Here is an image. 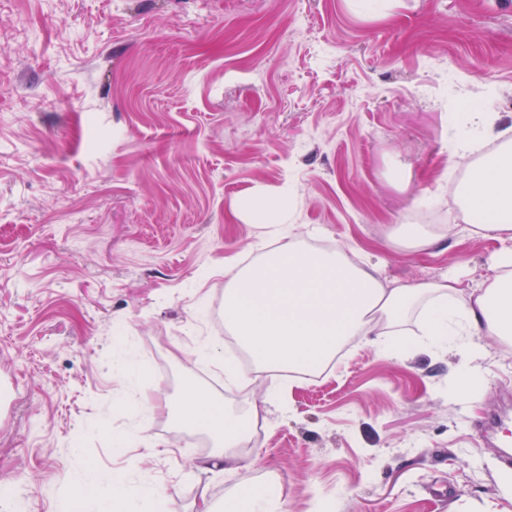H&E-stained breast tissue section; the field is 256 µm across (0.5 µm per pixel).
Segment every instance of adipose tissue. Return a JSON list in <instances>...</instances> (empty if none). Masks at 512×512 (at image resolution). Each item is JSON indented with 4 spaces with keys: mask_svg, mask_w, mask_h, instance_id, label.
<instances>
[{
    "mask_svg": "<svg viewBox=\"0 0 512 512\" xmlns=\"http://www.w3.org/2000/svg\"><path fill=\"white\" fill-rule=\"evenodd\" d=\"M466 110L467 124L452 149L453 157L466 163L460 201L469 224L504 241L494 257L497 275L472 297L453 277L384 283L374 268L358 264L343 250L302 246L286 230L287 194L254 187L236 203V215L264 228L273 246L245 266L225 262L224 328L258 366L316 368L334 358L348 337L387 335L419 303L429 348L455 345L461 324L479 336H512V135L496 131V115L474 104ZM490 139L498 145L488 151L484 144ZM159 406L172 411L177 424L212 440L213 448L201 457L200 466L219 473L236 469L259 416L258 407L236 411L194 386L186 387L177 402L158 404L144 397L131 408L151 412ZM77 487L79 496L59 503L58 512H146L161 498L152 484H130L121 472L113 473L111 487L102 486L90 461L84 463Z\"/></svg>",
    "mask_w": 512,
    "mask_h": 512,
    "instance_id": "1",
    "label": "adipose tissue"
}]
</instances>
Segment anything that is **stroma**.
I'll return each mask as SVG.
<instances>
[{
	"label": "stroma",
	"instance_id": "stroma-1",
	"mask_svg": "<svg viewBox=\"0 0 512 512\" xmlns=\"http://www.w3.org/2000/svg\"><path fill=\"white\" fill-rule=\"evenodd\" d=\"M512 126V0H0V512H56L85 461L153 479L165 512L216 508L278 477L281 512H512V467L479 424L512 409V342L351 344L322 382L268 373L213 387L194 350H230L224 262L258 254L233 214L288 188L300 235L367 257L401 284L493 276L451 158L460 99ZM440 235L416 249L396 228ZM259 416V460L204 473L194 431L155 413L150 447H113L135 420L123 350Z\"/></svg>",
	"mask_w": 512,
	"mask_h": 512
}]
</instances>
